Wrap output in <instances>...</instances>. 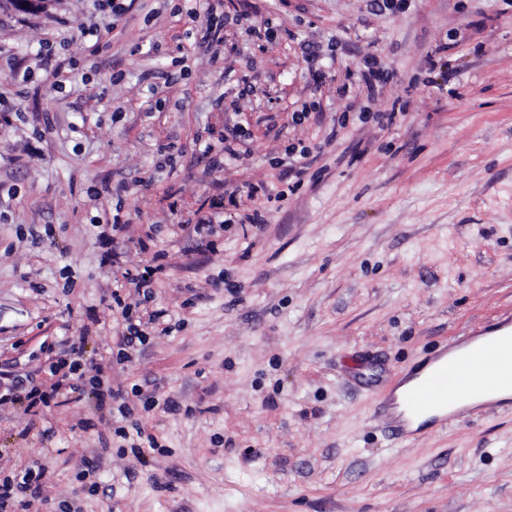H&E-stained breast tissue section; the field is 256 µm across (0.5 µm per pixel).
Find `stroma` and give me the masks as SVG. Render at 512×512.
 <instances>
[{
  "instance_id": "obj_1",
  "label": "stroma",
  "mask_w": 512,
  "mask_h": 512,
  "mask_svg": "<svg viewBox=\"0 0 512 512\" xmlns=\"http://www.w3.org/2000/svg\"><path fill=\"white\" fill-rule=\"evenodd\" d=\"M228 127L247 151L216 169ZM231 197L260 221L180 231ZM158 251L164 327L119 359L123 274ZM502 316L512 0L0 5V384L80 338L157 400L0 406V479L48 469L7 512H512V405L396 445L372 401Z\"/></svg>"
}]
</instances>
